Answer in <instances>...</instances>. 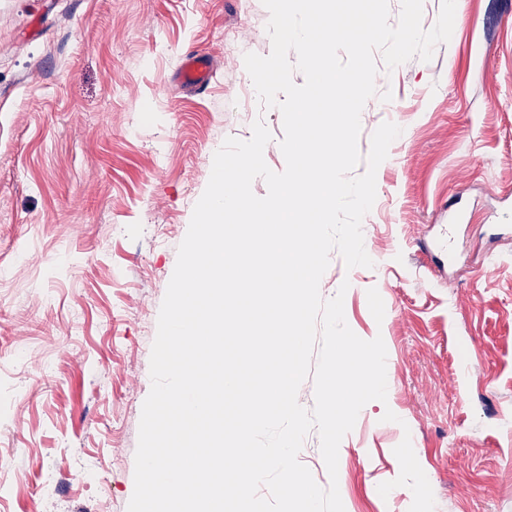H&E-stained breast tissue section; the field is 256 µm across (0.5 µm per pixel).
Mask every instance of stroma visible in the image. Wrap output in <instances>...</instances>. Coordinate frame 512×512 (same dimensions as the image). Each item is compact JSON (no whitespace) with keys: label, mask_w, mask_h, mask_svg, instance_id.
I'll return each instance as SVG.
<instances>
[{"label":"stroma","mask_w":512,"mask_h":512,"mask_svg":"<svg viewBox=\"0 0 512 512\" xmlns=\"http://www.w3.org/2000/svg\"><path fill=\"white\" fill-rule=\"evenodd\" d=\"M262 0H0V512H126L150 355L177 251L271 51ZM194 50L215 73L178 80ZM368 154L402 127L362 223L373 268L339 253L322 298L387 349L386 402L342 440L345 512H408L410 436L435 512H512V0H461L430 61L379 71ZM393 411L397 422L384 421ZM92 479L80 478L82 469Z\"/></svg>","instance_id":"obj_1"}]
</instances>
